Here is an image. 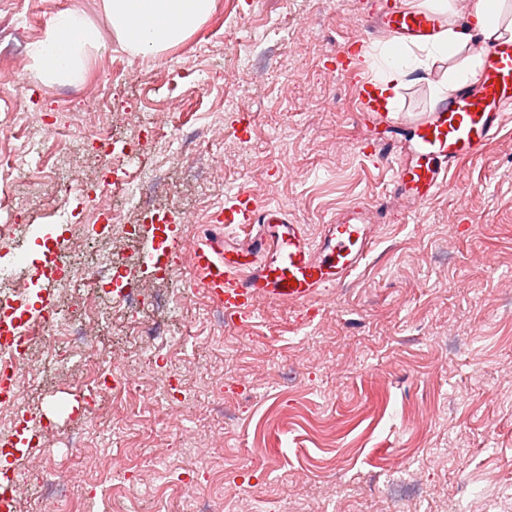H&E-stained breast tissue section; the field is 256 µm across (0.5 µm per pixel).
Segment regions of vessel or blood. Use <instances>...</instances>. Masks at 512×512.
Instances as JSON below:
<instances>
[{"label":"vessel or blood","mask_w":512,"mask_h":512,"mask_svg":"<svg viewBox=\"0 0 512 512\" xmlns=\"http://www.w3.org/2000/svg\"><path fill=\"white\" fill-rule=\"evenodd\" d=\"M375 17L384 37L431 39L448 24L446 13L414 10L401 0L382 6ZM345 77L359 89L358 108L392 130L373 143L380 161L391 164L396 192L414 203L434 198L453 165L479 153L503 128L512 111V41L488 48L474 82L466 83L434 111L418 118H396L380 112L368 92L360 50L344 49ZM255 224V238L229 245L225 229ZM372 240L365 207L347 209L330 224L319 244H311L301 225L289 223L274 207L257 209L250 194L235 195L209 238L196 245L189 260L166 247L145 254L148 265L186 264L192 283L220 308L248 316L257 300L306 306L325 289L342 283L365 258ZM29 416H21L4 452L19 454L38 443Z\"/></svg>","instance_id":"1"}]
</instances>
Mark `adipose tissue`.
I'll return each instance as SVG.
<instances>
[{"label": "adipose tissue", "mask_w": 512, "mask_h": 512, "mask_svg": "<svg viewBox=\"0 0 512 512\" xmlns=\"http://www.w3.org/2000/svg\"><path fill=\"white\" fill-rule=\"evenodd\" d=\"M213 0H102L108 23L117 39L134 53L156 55L178 44L207 19ZM507 0H491L478 9L470 35L448 25L433 39L382 47L372 83L384 110L395 111L401 92L413 82L428 80L432 68L448 62L434 86L433 104H440L473 79L489 44L512 39V20H505ZM104 43L98 28L78 12L58 14L31 50V68L47 83H70L85 67L88 56Z\"/></svg>", "instance_id": "1"}]
</instances>
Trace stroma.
<instances>
[{
  "label": "stroma",
  "mask_w": 512,
  "mask_h": 512,
  "mask_svg": "<svg viewBox=\"0 0 512 512\" xmlns=\"http://www.w3.org/2000/svg\"><path fill=\"white\" fill-rule=\"evenodd\" d=\"M373 0H215L206 22L152 58L127 50L111 32L102 0H0V20L23 37L0 44V156L24 136V111L62 128L27 154L0 165V186L30 189L22 223L36 235L15 239L26 259L58 236L68 213L47 173L97 188L91 147L73 133L83 85H118L103 108L107 126L124 113L183 103L169 131L180 158L146 148L140 167L168 236L180 251L205 239L237 191L280 208L312 242L348 207L381 205L360 268L306 307L258 301L248 319L219 308L171 271L144 320L179 333L178 349L158 345L165 368L190 397L169 416L147 400L160 379L132 363L145 395L106 405L77 430V369L50 365V390L31 385L26 408L54 427L34 455L86 467L112 457L110 478L88 470L75 512H113L114 496L135 484L146 512H192L175 488L188 479L224 500V512H512V115L475 157L452 167L451 186L413 204L393 195L390 167L366 150L368 116L340 73L339 50L363 40L366 55L384 44L370 16ZM76 11L105 42L80 81L48 85L31 69L30 50L53 18ZM261 20L263 39L249 23ZM249 59L241 72L238 58ZM243 110L225 113V97ZM224 141L200 140L215 120ZM192 223H182V214ZM222 387L224 410L213 409ZM197 431L199 447L180 436ZM167 448L166 464L155 451ZM223 469V484L211 476ZM166 485L158 495V485Z\"/></svg>",
  "instance_id": "stroma-1"
}]
</instances>
